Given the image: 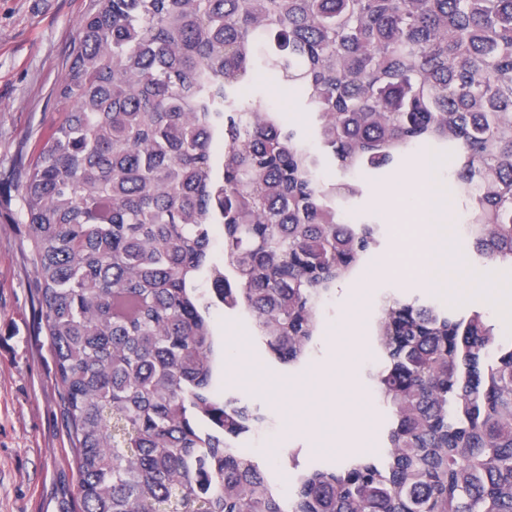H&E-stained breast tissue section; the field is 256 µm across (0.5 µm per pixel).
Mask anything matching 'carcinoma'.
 <instances>
[{
  "label": "carcinoma",
  "instance_id": "carcinoma-1",
  "mask_svg": "<svg viewBox=\"0 0 512 512\" xmlns=\"http://www.w3.org/2000/svg\"><path fill=\"white\" fill-rule=\"evenodd\" d=\"M57 103L16 191L74 457L62 512H512V347L482 313L382 305L385 456L293 471L288 508L231 448L262 414L222 388L212 319L229 301L304 365L321 297L379 245L342 221L354 175L424 144L471 253L512 266V0H97ZM269 98L277 99L281 102L283 110L288 113V119L294 122L305 136L311 133L310 122L305 119L301 112H298V105L293 95L286 88L281 86L269 85L266 88Z\"/></svg>",
  "mask_w": 512,
  "mask_h": 512
}]
</instances>
